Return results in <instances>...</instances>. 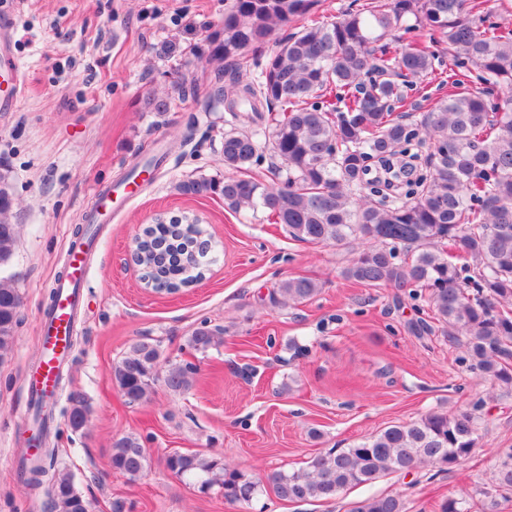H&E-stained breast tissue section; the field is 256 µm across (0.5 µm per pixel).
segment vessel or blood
<instances>
[{
    "label": "vessel or blood",
    "instance_id": "b4317fda",
    "mask_svg": "<svg viewBox=\"0 0 512 512\" xmlns=\"http://www.w3.org/2000/svg\"><path fill=\"white\" fill-rule=\"evenodd\" d=\"M16 23L12 13H0V112L16 111L25 98V77L19 68L13 48ZM88 263L83 249H73L68 255L66 279L59 285L58 302L42 323L46 353L27 383L29 392L45 397L57 393V376L61 361L69 353V341L77 330V291L86 281Z\"/></svg>",
    "mask_w": 512,
    "mask_h": 512
}]
</instances>
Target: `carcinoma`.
<instances>
[{"label":"carcinoma","instance_id":"1","mask_svg":"<svg viewBox=\"0 0 512 512\" xmlns=\"http://www.w3.org/2000/svg\"><path fill=\"white\" fill-rule=\"evenodd\" d=\"M320 0H232L220 31L208 39L199 63H216L207 106L237 111L246 103L269 128L265 146L277 160L273 183L253 176L265 148L255 133H224L225 174L181 181L189 196H213L239 212L258 207L288 235L312 244L351 249L340 275L371 286L408 290L424 302L441 333L464 348L462 362L512 392V20L487 22L485 0H368L330 23L313 22L278 41L260 73L242 82L239 63L273 38L277 27L309 18ZM425 29L448 45V60L468 73L454 79L417 122L404 114L409 91L436 70L439 55L415 42H384L395 32ZM232 91L225 92L224 78ZM498 88L497 101L487 96ZM335 91L336 103L310 99ZM193 92L183 77L170 91H147L146 108L158 116L172 100ZM8 171H0V265L13 251L18 225ZM196 219L159 221L144 237L142 278L168 290L201 274L199 245L211 246ZM321 285L308 277L281 281L273 295L285 305L313 299ZM20 297L12 278L0 276V355L10 350ZM218 331L203 323L189 339L206 351ZM159 345L136 342L112 368V381L130 404L145 400L158 373ZM196 367L172 366L171 391L190 389ZM69 424L87 415L82 396H70ZM485 401L448 413L432 411L394 424L341 450L320 452L306 466L251 477L219 458L174 451L166 469L201 492L217 485L224 501L242 507L269 485L288 502L328 500L391 475L431 466L445 472L476 446ZM112 469L130 477L148 464L138 438L113 443ZM55 512H88L70 474H51ZM500 491H512V452L497 470ZM346 512H407L400 494L348 503Z\"/></svg>","mask_w":512,"mask_h":512}]
</instances>
